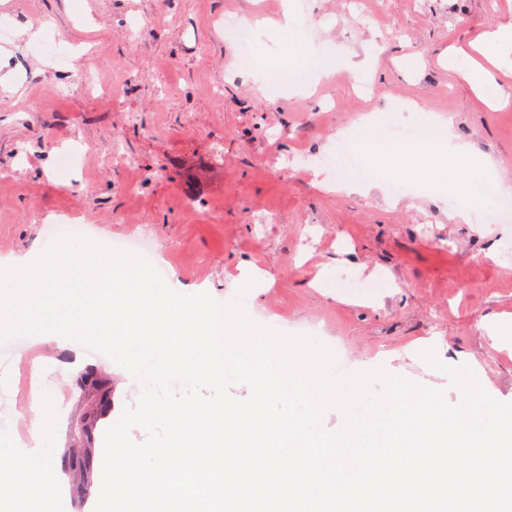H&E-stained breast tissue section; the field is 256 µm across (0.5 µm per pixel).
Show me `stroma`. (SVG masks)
<instances>
[{
	"mask_svg": "<svg viewBox=\"0 0 512 512\" xmlns=\"http://www.w3.org/2000/svg\"><path fill=\"white\" fill-rule=\"evenodd\" d=\"M291 8L302 35L345 64L305 89L266 93L224 31L255 26L253 51L282 60L264 27ZM0 0V261L34 262L61 224L114 246L137 239L168 286L241 300L256 324L308 336L339 375L384 369L449 404V368L467 366L496 401L512 403V215L506 201L449 200L417 180L328 193L336 142L360 117L412 132L416 112L440 118L455 143L512 185V65L488 68L501 90L484 102L452 65L484 32L512 24V0ZM89 77L77 87L72 73ZM133 159L125 172L112 147ZM77 150L72 174L58 158ZM468 210V220L457 217ZM323 287H313L316 278ZM434 350L442 369L422 358ZM41 336L13 339L0 360V424L47 378L60 436L75 406L74 375ZM112 372L108 429L138 391Z\"/></svg>",
	"mask_w": 512,
	"mask_h": 512,
	"instance_id": "35a3bbf8",
	"label": "stroma"
}]
</instances>
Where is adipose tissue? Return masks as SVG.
Wrapping results in <instances>:
<instances>
[{"mask_svg":"<svg viewBox=\"0 0 512 512\" xmlns=\"http://www.w3.org/2000/svg\"><path fill=\"white\" fill-rule=\"evenodd\" d=\"M301 23L292 12H284L278 25L285 55H306L317 77L336 72L340 62L326 49H314L297 38ZM372 151L373 177H392L399 161H408L423 181L463 190L479 189L483 194H504L501 181L490 180L484 168L464 156L461 147L452 145L445 124L423 123L406 139L386 138L379 123L365 119L355 133ZM32 412L41 423L33 433L34 445L0 450V512H52L61 496L65 475L57 461L55 417L41 402H33Z\"/></svg>","mask_w":512,"mask_h":512,"instance_id":"adipose-tissue-1","label":"adipose tissue"}]
</instances>
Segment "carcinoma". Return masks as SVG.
Instances as JSON below:
<instances>
[{
    "label": "carcinoma",
    "mask_w": 512,
    "mask_h": 512,
    "mask_svg": "<svg viewBox=\"0 0 512 512\" xmlns=\"http://www.w3.org/2000/svg\"><path fill=\"white\" fill-rule=\"evenodd\" d=\"M80 396L79 412L76 415L74 430L69 432L70 444L61 455L64 472L69 476L78 499L90 495L94 474L97 471L93 447L94 432L102 410L111 403L112 390L109 382L96 376L87 383L78 382Z\"/></svg>",
    "instance_id": "cac0c4a2"
}]
</instances>
